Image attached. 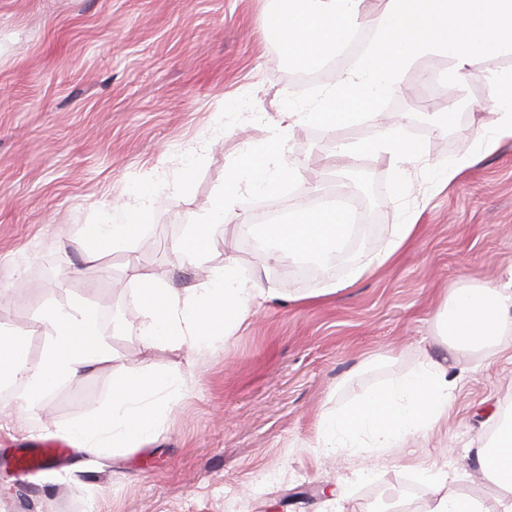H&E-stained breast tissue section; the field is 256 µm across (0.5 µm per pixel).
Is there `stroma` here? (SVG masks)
Wrapping results in <instances>:
<instances>
[{"label":"stroma","mask_w":512,"mask_h":512,"mask_svg":"<svg viewBox=\"0 0 512 512\" xmlns=\"http://www.w3.org/2000/svg\"><path fill=\"white\" fill-rule=\"evenodd\" d=\"M269 11L270 0H0V329L26 327L56 303H83L115 355L58 385L23 424L0 423V512H382L387 496L428 500L416 469L432 463L496 512L503 490L478 472L476 450L512 412V332L459 354L437 336L435 316L455 289L512 282V139L486 156L478 144L480 126L494 119L484 76L512 69V54L476 60L452 90L440 82L449 64L440 55L403 74L385 113L427 153L408 164L397 202L389 165L361 159L367 205L356 208L354 239L329 272L272 262L225 223L202 267H179L187 223L232 160L280 126L284 96L303 89L263 35ZM425 69L426 89L414 83ZM449 110L452 123L430 121ZM378 132L372 119L332 131L292 125L285 160L299 169L297 190L237 211L256 224L319 193L347 201L335 180L314 190L311 173L333 166L335 143L364 144ZM450 160L468 167L442 189L430 171ZM141 186L158 200L151 223L87 264L78 226L104 222ZM409 211L420 215L416 239L349 281ZM228 263L279 297L214 348L145 347L130 269L182 292ZM330 278L339 291L320 296ZM431 357L463 375L446 423L378 458L315 451L322 416ZM142 371L188 386L149 446L90 462L76 453L23 481L13 474L22 442L61 439L105 407L114 379Z\"/></svg>","instance_id":"1"}]
</instances>
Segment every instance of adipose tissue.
<instances>
[{
    "instance_id": "1",
    "label": "adipose tissue",
    "mask_w": 512,
    "mask_h": 512,
    "mask_svg": "<svg viewBox=\"0 0 512 512\" xmlns=\"http://www.w3.org/2000/svg\"><path fill=\"white\" fill-rule=\"evenodd\" d=\"M490 88V110L498 119L481 134V150L496 151L502 138H512V70L491 73L485 78ZM423 142L403 138L398 126H383L377 137L363 145L338 144L336 160L347 166L370 154L394 168L421 159ZM157 203L153 193L143 190L114 206L107 224H83L77 233L88 260L131 239L140 225L150 223ZM419 231L417 215L395 225L391 239L366 261L355 265L351 279L391 261ZM130 277L140 284L136 301L144 312L136 332L150 347L177 348L191 343L205 350L222 343L253 313L257 299L275 296L276 290L225 265L203 287L180 294L157 285L139 269ZM437 333L457 353L492 346L512 330V289L460 288L452 292L436 315ZM44 333L46 346L41 362L29 366L19 359L23 333L0 336V380L16 386L19 393L7 416L15 423L26 420L30 411L65 380L112 360V349L93 315L79 306H55L46 310L29 327ZM459 376L433 359L420 371L380 387L355 405L333 416L321 418L316 445L325 450L351 448L382 454L400 447L408 438L433 429L448 415ZM186 385L181 378L166 374H128L112 383L109 404L66 432L80 453L98 457L123 448L148 446L167 412L182 401ZM481 470L498 480L504 493L497 512H512V422L499 426L491 445L478 449ZM423 478L433 488L424 512H486L482 500L457 493L444 468L426 469Z\"/></svg>"
}]
</instances>
